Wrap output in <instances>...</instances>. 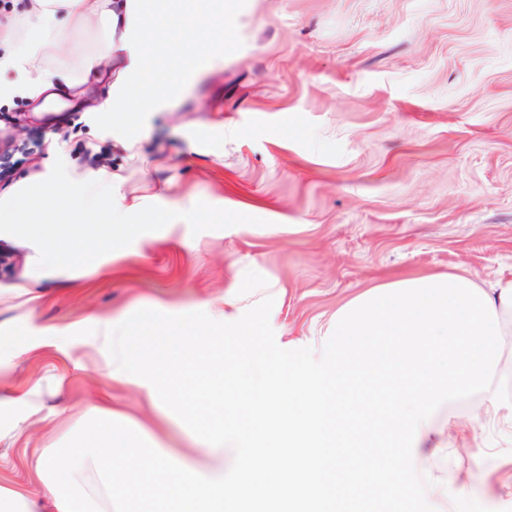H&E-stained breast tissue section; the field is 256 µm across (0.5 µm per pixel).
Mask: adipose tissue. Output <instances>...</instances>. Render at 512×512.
Listing matches in <instances>:
<instances>
[{
	"instance_id": "adipose-tissue-1",
	"label": "adipose tissue",
	"mask_w": 512,
	"mask_h": 512,
	"mask_svg": "<svg viewBox=\"0 0 512 512\" xmlns=\"http://www.w3.org/2000/svg\"><path fill=\"white\" fill-rule=\"evenodd\" d=\"M233 0H28L27 33L0 32V97L58 99L73 87L45 59L68 52L91 20L105 33L84 73L116 70L122 97L101 120L112 136L133 144L139 115L179 99L205 62L232 49L224 17ZM512 325V279L490 287L448 271L377 284L337 311L334 343L315 364L289 362L288 376L256 380L261 360L212 362L208 337L182 330L175 343L152 344L141 332L106 328L112 381L167 389L171 368L185 369L196 403L231 423L218 440L236 448L235 468L222 458L186 461L167 448L132 459L126 433L101 421L85 423L76 443L49 448L30 468L42 493L0 485V512H112L116 504L145 502V512H334L349 500L350 476L367 493L366 512L418 491L444 496L447 484L431 474L409 481L413 460L446 448L434 424L437 407L479 394L489 425L512 438V399L503 376L502 338ZM358 384L347 412L336 392ZM367 446L365 460L346 466L340 441Z\"/></svg>"
}]
</instances>
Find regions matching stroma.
Here are the masks:
<instances>
[{"instance_id":"35a3bbf8","label":"stroma","mask_w":512,"mask_h":512,"mask_svg":"<svg viewBox=\"0 0 512 512\" xmlns=\"http://www.w3.org/2000/svg\"><path fill=\"white\" fill-rule=\"evenodd\" d=\"M224 25L233 50L145 113L133 146L90 110L110 94L104 79L22 129L15 117L33 102L0 103V131L28 151L0 192L60 158L120 174L119 195L141 208L202 200L261 220L195 235L177 219L41 277L32 243L0 238L15 259L0 270V338L21 339L0 362V397L25 399L0 409V484L35 489L31 456L76 441L106 395L131 455L161 446L195 458L214 446L207 408L183 417L187 388L154 398L99 376L104 325L195 328L227 358L265 351L284 375L289 357L318 360L337 308L375 284L454 268L484 288L512 277V0H240ZM235 285L240 315L213 323ZM435 421L495 439L476 394ZM452 462L455 512H512L494 459L458 445L428 468L442 478Z\"/></svg>"}]
</instances>
